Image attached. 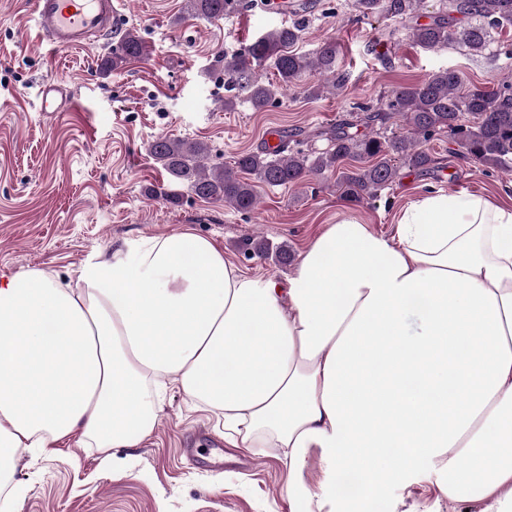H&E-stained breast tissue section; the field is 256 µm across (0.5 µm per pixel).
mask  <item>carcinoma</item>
<instances>
[{
    "mask_svg": "<svg viewBox=\"0 0 512 512\" xmlns=\"http://www.w3.org/2000/svg\"><path fill=\"white\" fill-rule=\"evenodd\" d=\"M425 0H351V8L362 16L377 15L387 20H407L408 37L426 48L458 43L475 54L498 52L497 36L512 27V0H441V7L422 23ZM237 7V0H186V10L209 20L224 18ZM302 26L293 22L276 27L245 46L230 60H224L228 75L224 107L231 109L244 101L256 112L280 103L284 93L306 76L319 82L305 86L311 98L341 90L346 82L336 64V44L325 41L311 53L298 52ZM139 35L129 30L120 47L105 61L108 71L121 68L131 59L146 55ZM270 63L278 81L265 82L256 68ZM357 109L369 132L359 135L353 124L343 121L317 136L329 143L322 152L287 149L281 143L264 146L237 156L234 167H208L204 143L159 137L150 154L176 182L184 184L199 198L222 202L241 213L257 204L256 185L298 187L312 174H338L336 189L353 201L373 197L399 174L393 159L414 169L426 170L435 158L423 143L441 133L448 134L452 153L501 172H512V81H503L491 91L470 87L454 69L435 72L411 86L391 90L380 106L360 104ZM401 119L405 133L385 135L389 121ZM356 162L352 168L346 161Z\"/></svg>",
    "mask_w": 512,
    "mask_h": 512,
    "instance_id": "obj_1",
    "label": "carcinoma"
}]
</instances>
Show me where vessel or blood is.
<instances>
[{"mask_svg":"<svg viewBox=\"0 0 512 512\" xmlns=\"http://www.w3.org/2000/svg\"><path fill=\"white\" fill-rule=\"evenodd\" d=\"M121 0H33L37 34L55 50H73L91 45L94 39L120 35ZM41 111L77 109L78 99L55 78L42 81L37 92Z\"/></svg>","mask_w":512,"mask_h":512,"instance_id":"b4317fda","label":"vessel or blood"}]
</instances>
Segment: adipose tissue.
<instances>
[{
  "label": "adipose tissue",
  "instance_id": "1",
  "mask_svg": "<svg viewBox=\"0 0 512 512\" xmlns=\"http://www.w3.org/2000/svg\"><path fill=\"white\" fill-rule=\"evenodd\" d=\"M170 384L248 447L286 449L304 512H371L425 465L448 512H512V206L432 191L390 236L340 218L284 284L187 231L66 284L0 275V474L76 432L135 447Z\"/></svg>",
  "mask_w": 512,
  "mask_h": 512
}]
</instances>
